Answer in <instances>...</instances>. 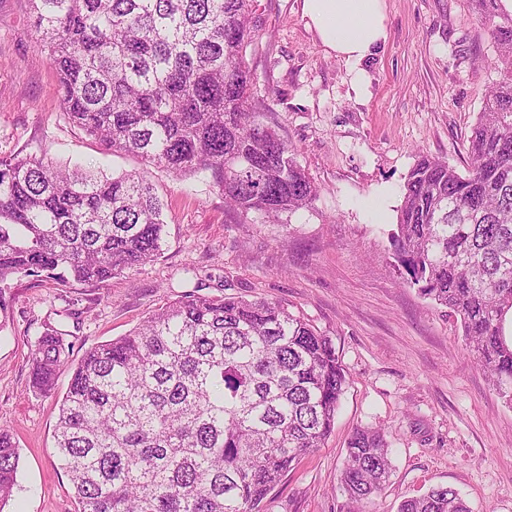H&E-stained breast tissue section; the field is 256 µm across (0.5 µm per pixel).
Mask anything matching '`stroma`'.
<instances>
[{
    "label": "stroma",
    "mask_w": 512,
    "mask_h": 512,
    "mask_svg": "<svg viewBox=\"0 0 512 512\" xmlns=\"http://www.w3.org/2000/svg\"><path fill=\"white\" fill-rule=\"evenodd\" d=\"M385 11V43L354 64L320 44L302 0H258L246 63L268 121L318 190L311 209L269 224L226 207L209 176L156 169L151 179L168 201L161 257L100 284L11 280L0 426L14 433L20 462L5 512H75L53 455L71 366L190 293L282 303L330 337L346 371L331 435L263 512H350L339 478L359 426L383 432L393 450L376 512L437 485L457 489L472 512H512V404L472 362L455 318L403 283L389 242L419 153L467 169L471 129L500 79L477 61L493 59L495 47L469 0H385ZM33 21L29 0H0V158L140 168L69 121ZM50 325L66 335L69 367L45 395L30 386L29 357Z\"/></svg>",
    "instance_id": "35a3bbf8"
}]
</instances>
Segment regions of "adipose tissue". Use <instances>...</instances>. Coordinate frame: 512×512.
Listing matches in <instances>:
<instances>
[{
  "label": "adipose tissue",
  "instance_id": "adipose-tissue-1",
  "mask_svg": "<svg viewBox=\"0 0 512 512\" xmlns=\"http://www.w3.org/2000/svg\"><path fill=\"white\" fill-rule=\"evenodd\" d=\"M303 17L324 48L358 63L385 40L384 0H303Z\"/></svg>",
  "mask_w": 512,
  "mask_h": 512
}]
</instances>
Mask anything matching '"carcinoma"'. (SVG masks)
I'll return each mask as SVG.
<instances>
[{"mask_svg": "<svg viewBox=\"0 0 512 512\" xmlns=\"http://www.w3.org/2000/svg\"><path fill=\"white\" fill-rule=\"evenodd\" d=\"M70 121L140 171L107 175L31 155L0 160V314L18 275L102 283L157 260L164 203L149 177L210 173L232 209L278 224L317 188L255 95L247 49L257 0H30ZM502 80L469 138V166L421 154L391 242L403 282L460 320L469 357L512 403V13L470 0ZM68 365L49 326L30 357L32 388ZM346 373L329 337L283 304L186 295L73 368L54 453L77 512H261L331 434ZM19 466L0 428V512ZM391 472L381 432L358 428L340 482L374 502ZM397 512H471L450 486Z\"/></svg>", "mask_w": 512, "mask_h": 512, "instance_id": "cac0c4a2", "label": "carcinoma"}]
</instances>
